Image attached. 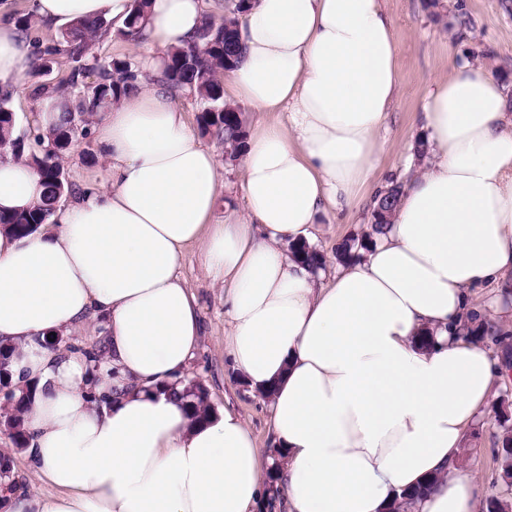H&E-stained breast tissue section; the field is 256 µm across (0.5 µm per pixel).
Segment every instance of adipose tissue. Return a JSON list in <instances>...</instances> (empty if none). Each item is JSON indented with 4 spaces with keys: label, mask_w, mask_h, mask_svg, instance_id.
I'll list each match as a JSON object with an SVG mask.
<instances>
[{
    "label": "adipose tissue",
    "mask_w": 512,
    "mask_h": 512,
    "mask_svg": "<svg viewBox=\"0 0 512 512\" xmlns=\"http://www.w3.org/2000/svg\"><path fill=\"white\" fill-rule=\"evenodd\" d=\"M44 23L111 18L131 0H34ZM204 0H153L144 45L183 44ZM226 104L264 118L242 150L245 215L211 217L223 187L214 150L173 97L142 84L100 115L106 163L83 193L26 236L0 230V344L17 387L36 384L24 454L46 490L19 488L8 512H253L276 467L285 512H383L426 479L411 512H477L462 470L467 427L500 375L486 342L459 336L486 284L512 289V107L503 76L463 66L424 105L431 161L392 221L330 281L291 244L376 190L378 134L400 94L383 0H251ZM0 22V83L29 68ZM40 173L0 157V211L27 210ZM198 249L224 288V353L268 395L275 455L231 408L193 418L181 393L202 326L179 267ZM107 354L45 346L88 322ZM428 343H420L421 334Z\"/></svg>",
    "instance_id": "adipose-tissue-1"
}]
</instances>
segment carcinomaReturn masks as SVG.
Returning a JSON list of instances; mask_svg holds the SVG:
<instances>
[{
    "label": "carcinoma",
    "instance_id": "1",
    "mask_svg": "<svg viewBox=\"0 0 512 512\" xmlns=\"http://www.w3.org/2000/svg\"><path fill=\"white\" fill-rule=\"evenodd\" d=\"M151 0H133L132 9L125 26L112 30V22L105 18L98 20H78L64 33L63 39L71 60L75 63L65 83L52 86L41 82L33 86L31 94L40 98L56 93L69 100L64 105L59 122L48 132H40L37 120L35 145H30L25 136L17 133L16 116L10 107L11 95L0 91V142L6 144L4 152L18 160H23L36 168L45 181L46 192L43 199L26 211L5 214L0 212V229H10L18 235L32 232L45 222L55 211L58 201L77 193L73 184L64 175L63 157L78 136H87L92 120L108 106L127 93L137 89L143 81H153L164 85L176 95H185L200 100L198 115L199 130L224 144L225 159L237 160L245 142V125L242 113L224 104V73L232 70L241 54L238 38V25L241 15L246 12L244 0H233L224 12L222 24L216 25L205 19L189 42L175 46L167 53L161 71L151 75L130 57H115L103 60L98 57L96 45L99 39L112 32L123 39H132L140 32L146 19ZM94 76L89 84L86 79ZM402 185L396 183L378 196L373 209L371 232L362 241H344L336 246V259L347 262L358 256V251L374 244L376 237L385 233L390 224V214L397 205ZM295 251L311 266L322 265L324 255L319 250L305 244L295 246ZM463 334L487 340L508 354L506 340L512 333L502 327L485 325L472 317L462 327ZM37 391L30 385L21 394H11L9 409L5 411L3 425L17 448L27 446L28 436L24 431V415ZM188 408L194 417L199 418L209 407L205 386L196 381L188 382L185 389ZM503 429L499 447L495 449L503 477L512 480V425L509 419L500 422ZM0 483L15 488L10 457L0 454ZM428 489L424 482L405 492L401 501H391L388 512H401L410 502L420 497Z\"/></svg>",
    "mask_w": 512,
    "mask_h": 512
}]
</instances>
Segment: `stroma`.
Returning a JSON list of instances; mask_svg holds the SVG:
<instances>
[{
  "label": "stroma",
  "instance_id": "stroma-1",
  "mask_svg": "<svg viewBox=\"0 0 512 512\" xmlns=\"http://www.w3.org/2000/svg\"><path fill=\"white\" fill-rule=\"evenodd\" d=\"M385 7L395 27L401 78V94L381 133L378 155L380 177L388 185L406 183L422 169L414 147L423 134V99L437 76L471 63L486 65L512 78V0H385ZM27 40L31 46L56 50L45 81L56 83L68 77L73 63L60 30L34 20ZM65 170L69 181L80 188L97 186L105 163L98 156L93 137L71 147ZM371 222V202L361 198L335 217L314 225L315 243L327 257H334L338 243L364 237ZM181 272L197 296L203 325L191 377L204 384L213 407L231 405L254 431L259 447H268L269 408L224 357L223 291L204 279L196 252L185 255ZM507 415L512 416V373L501 375L477 424L469 429L463 467L477 477L484 496H498L507 502V512H512V484L503 479L494 459L497 420Z\"/></svg>",
  "mask_w": 512,
  "mask_h": 512
}]
</instances>
